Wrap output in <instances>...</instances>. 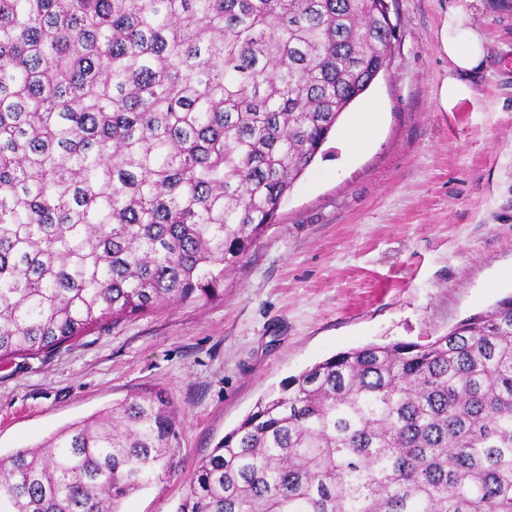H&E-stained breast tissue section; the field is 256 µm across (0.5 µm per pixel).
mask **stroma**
Here are the masks:
<instances>
[{
	"label": "stroma",
	"mask_w": 512,
	"mask_h": 512,
	"mask_svg": "<svg viewBox=\"0 0 512 512\" xmlns=\"http://www.w3.org/2000/svg\"><path fill=\"white\" fill-rule=\"evenodd\" d=\"M390 64L344 112L223 293L0 362V456L160 387L178 470L122 504L176 512L199 460L272 390L335 353L426 342L512 293V0H387ZM475 12L487 55L474 103L439 111L445 14ZM376 130L346 144L358 112ZM378 112V108L376 105H371L367 107L363 112H361L356 119V126L362 129L361 138L350 139L351 146L355 149L361 148L367 140L371 137L374 132L375 123H376V114Z\"/></svg>",
	"instance_id": "35a3bbf8"
}]
</instances>
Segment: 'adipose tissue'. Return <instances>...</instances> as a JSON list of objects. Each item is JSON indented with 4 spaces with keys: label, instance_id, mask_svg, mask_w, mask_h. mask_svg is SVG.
Returning a JSON list of instances; mask_svg holds the SVG:
<instances>
[{
    "label": "adipose tissue",
    "instance_id": "adipose-tissue-1",
    "mask_svg": "<svg viewBox=\"0 0 512 512\" xmlns=\"http://www.w3.org/2000/svg\"><path fill=\"white\" fill-rule=\"evenodd\" d=\"M438 50L447 57L452 70L436 92L441 111H455L461 104L474 102L476 93L462 80V73L476 69L485 58L486 40L470 12L453 10L446 14L438 36Z\"/></svg>",
    "mask_w": 512,
    "mask_h": 512
}]
</instances>
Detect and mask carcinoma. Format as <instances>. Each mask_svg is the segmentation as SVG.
Here are the masks:
<instances>
[{"label":"carcinoma","mask_w":512,"mask_h":512,"mask_svg":"<svg viewBox=\"0 0 512 512\" xmlns=\"http://www.w3.org/2000/svg\"><path fill=\"white\" fill-rule=\"evenodd\" d=\"M382 0H0V361L221 294L389 60ZM145 388L0 457V512H121L174 468ZM177 512H512V295L293 376Z\"/></svg>","instance_id":"1"}]
</instances>
